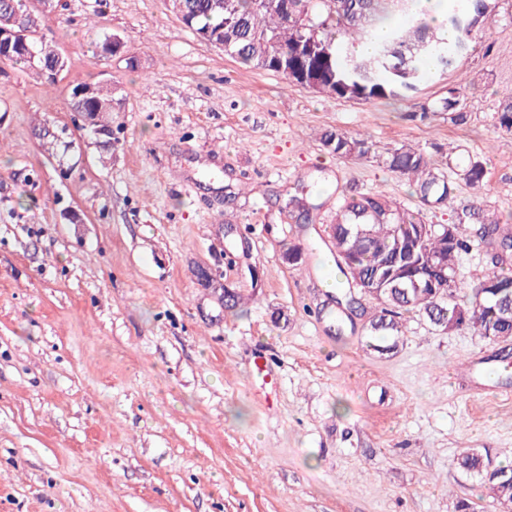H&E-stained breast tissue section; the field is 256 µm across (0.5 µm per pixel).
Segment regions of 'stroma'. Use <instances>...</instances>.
<instances>
[{
	"label": "stroma",
	"instance_id": "1",
	"mask_svg": "<svg viewBox=\"0 0 512 512\" xmlns=\"http://www.w3.org/2000/svg\"><path fill=\"white\" fill-rule=\"evenodd\" d=\"M489 4L454 69L367 101L242 67L168 0L43 13L64 70L0 64V512H499L454 459L512 462V397L483 391L501 344L406 313L377 352L376 303L339 328L323 287L346 196L447 223L382 166L401 145L481 161L454 205L512 218V0ZM79 83L111 85L110 134L82 130ZM452 88L462 121L421 114ZM326 130L371 157L329 153ZM312 184L303 222L288 196ZM321 142L325 150L339 157L360 160L367 159L371 155L372 144L361 134L324 132Z\"/></svg>",
	"mask_w": 512,
	"mask_h": 512
}]
</instances>
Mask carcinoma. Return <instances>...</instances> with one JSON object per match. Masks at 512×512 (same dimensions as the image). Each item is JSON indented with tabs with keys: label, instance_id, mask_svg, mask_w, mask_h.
Wrapping results in <instances>:
<instances>
[{
	"label": "carcinoma",
	"instance_id": "obj_1",
	"mask_svg": "<svg viewBox=\"0 0 512 512\" xmlns=\"http://www.w3.org/2000/svg\"><path fill=\"white\" fill-rule=\"evenodd\" d=\"M430 0H314L311 13L301 23L281 12L272 0H182L188 18L183 21L195 34L224 44V52L239 64L259 69L274 50L288 58V67L315 74L336 85V97L378 99L397 97L416 89L425 74H441L455 67L458 57L470 49L477 32L490 29L488 0H447L437 27L427 23ZM27 38L43 50L30 63L26 55L12 51L0 62L22 65L44 76L55 64L54 46L38 36L39 14L22 19ZM387 28L381 39L378 30ZM454 34L453 43L436 29ZM362 43L372 45L366 55L356 52ZM459 91L421 112H458ZM76 112H89L99 126L111 125L112 90L95 88L87 101L73 102ZM498 127L512 132V92L503 96ZM325 150L339 157L360 160L371 155L372 144L360 134L324 132ZM390 172L406 179L421 199L436 208L445 207L457 177L472 187L483 184L482 162L471 161L449 174L423 149L403 145L382 158ZM475 236L499 251L495 270L474 284H465L460 272L461 254L471 246L469 225ZM330 254L338 270L333 296L336 306L346 307L352 298L369 296L379 305L370 321L369 347L390 351L404 335L401 316L415 312L434 327L452 322L470 329L489 342L512 341V266L500 255L512 245V225L473 205L454 211L447 224H426L419 214L394 206L385 196L361 193L344 199L332 225ZM448 275L450 288L440 295L433 281ZM456 467L492 485L512 498V463L499 462L487 448H471L458 455Z\"/></svg>",
	"mask_w": 512,
	"mask_h": 512
}]
</instances>
